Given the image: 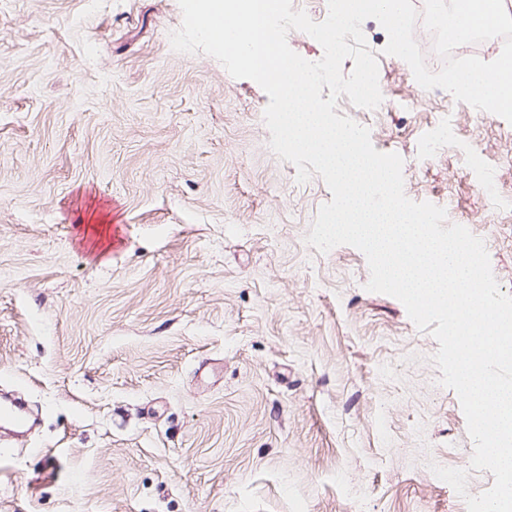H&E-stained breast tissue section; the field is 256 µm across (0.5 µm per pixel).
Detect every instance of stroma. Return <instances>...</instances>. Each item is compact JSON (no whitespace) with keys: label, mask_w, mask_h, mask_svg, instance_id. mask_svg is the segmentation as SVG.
<instances>
[{"label":"stroma","mask_w":512,"mask_h":512,"mask_svg":"<svg viewBox=\"0 0 512 512\" xmlns=\"http://www.w3.org/2000/svg\"><path fill=\"white\" fill-rule=\"evenodd\" d=\"M181 23L178 0H0V389L42 413L0 454V512H467L430 463L494 477L438 342L361 251L306 243L326 183L270 150L257 83L173 51ZM362 31L383 102L346 116L512 295V124Z\"/></svg>","instance_id":"obj_1"}]
</instances>
